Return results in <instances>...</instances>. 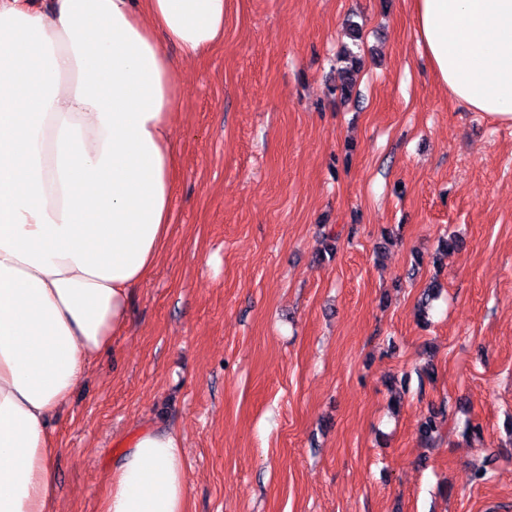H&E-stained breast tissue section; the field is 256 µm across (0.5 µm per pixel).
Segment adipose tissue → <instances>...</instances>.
I'll list each match as a JSON object with an SVG mask.
<instances>
[{
    "label": "adipose tissue",
    "mask_w": 512,
    "mask_h": 512,
    "mask_svg": "<svg viewBox=\"0 0 512 512\" xmlns=\"http://www.w3.org/2000/svg\"><path fill=\"white\" fill-rule=\"evenodd\" d=\"M235 0H0V512H53L50 420L128 319L173 221L179 66ZM452 99L512 122V0H413ZM179 437L139 431L101 512H187Z\"/></svg>",
    "instance_id": "1"
}]
</instances>
